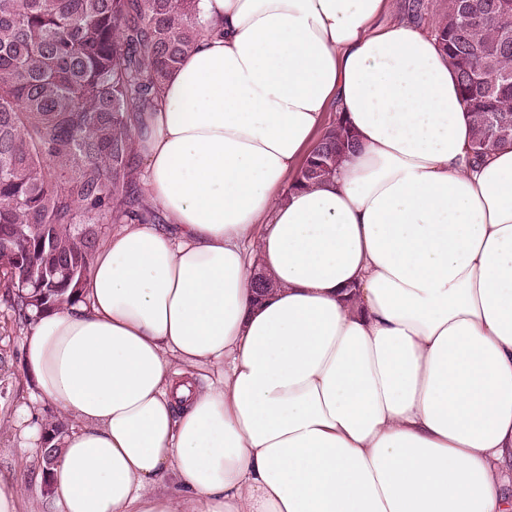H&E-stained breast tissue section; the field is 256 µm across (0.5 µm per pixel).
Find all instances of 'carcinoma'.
Returning <instances> with one entry per match:
<instances>
[{"label": "carcinoma", "mask_w": 512, "mask_h": 512, "mask_svg": "<svg viewBox=\"0 0 512 512\" xmlns=\"http://www.w3.org/2000/svg\"><path fill=\"white\" fill-rule=\"evenodd\" d=\"M433 29L472 121L471 156L512 142V0H445ZM408 0L410 21L428 15ZM203 25L197 0H0V288L14 322L69 304L104 241L136 213V113L158 99ZM358 148L336 119L292 188ZM41 284L32 303L31 284Z\"/></svg>", "instance_id": "carcinoma-1"}]
</instances>
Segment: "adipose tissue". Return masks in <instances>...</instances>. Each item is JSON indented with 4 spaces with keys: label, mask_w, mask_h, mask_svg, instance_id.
<instances>
[{
    "label": "adipose tissue",
    "mask_w": 512,
    "mask_h": 512,
    "mask_svg": "<svg viewBox=\"0 0 512 512\" xmlns=\"http://www.w3.org/2000/svg\"><path fill=\"white\" fill-rule=\"evenodd\" d=\"M385 6L198 0L139 115L161 223L25 328L76 421L58 512H512V144L472 162L452 65ZM331 110L359 148L292 189Z\"/></svg>",
    "instance_id": "1"
}]
</instances>
